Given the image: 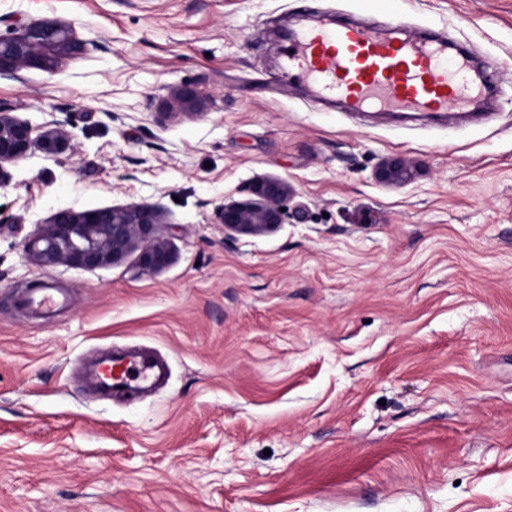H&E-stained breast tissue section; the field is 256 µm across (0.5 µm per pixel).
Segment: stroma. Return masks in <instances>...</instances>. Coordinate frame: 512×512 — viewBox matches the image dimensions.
Returning <instances> with one entry per match:
<instances>
[{
  "label": "stroma",
  "mask_w": 512,
  "mask_h": 512,
  "mask_svg": "<svg viewBox=\"0 0 512 512\" xmlns=\"http://www.w3.org/2000/svg\"><path fill=\"white\" fill-rule=\"evenodd\" d=\"M308 14L447 31L495 70L490 112L351 115L282 76ZM88 41L0 77V110L55 120L0 185V512H512V0H0ZM202 97L168 111L173 91ZM419 166L378 182L383 158ZM282 224L225 235L254 181ZM143 204L171 263L44 269L60 210ZM66 296L33 310L27 284ZM168 368L97 392L113 345Z\"/></svg>",
  "instance_id": "obj_1"
}]
</instances>
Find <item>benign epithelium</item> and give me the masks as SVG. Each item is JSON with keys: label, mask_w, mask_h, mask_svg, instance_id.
Here are the masks:
<instances>
[{"label": "benign epithelium", "mask_w": 512, "mask_h": 512, "mask_svg": "<svg viewBox=\"0 0 512 512\" xmlns=\"http://www.w3.org/2000/svg\"><path fill=\"white\" fill-rule=\"evenodd\" d=\"M88 42L76 37L66 24L30 23L19 30L0 33V75L15 76L25 68L52 69L61 57L81 55ZM195 93L177 90L172 106L193 110ZM38 147L55 157L71 149V135L54 120L40 129L0 111V185L7 172L4 165L25 158ZM376 179L386 185L408 182L412 164L403 157L382 160ZM250 198L224 205L220 223L224 234H260L283 223L285 200L290 187L278 179L252 184ZM156 213L149 207L130 204L121 207L74 211L60 210L37 225L36 232L23 243L25 255L44 268L79 266L96 269L136 252L140 273H156L170 261L168 239L160 232Z\"/></svg>", "instance_id": "obj_1"}]
</instances>
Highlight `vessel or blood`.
<instances>
[{
	"mask_svg": "<svg viewBox=\"0 0 512 512\" xmlns=\"http://www.w3.org/2000/svg\"><path fill=\"white\" fill-rule=\"evenodd\" d=\"M288 78L336 97L345 111L462 113L480 105L490 80L467 52L451 51L445 35L395 36L358 23L317 24L290 34L284 47ZM161 366L120 355L95 366L98 381L127 393L158 378Z\"/></svg>",
	"mask_w": 512,
	"mask_h": 512,
	"instance_id": "1",
	"label": "vessel or blood"
}]
</instances>
